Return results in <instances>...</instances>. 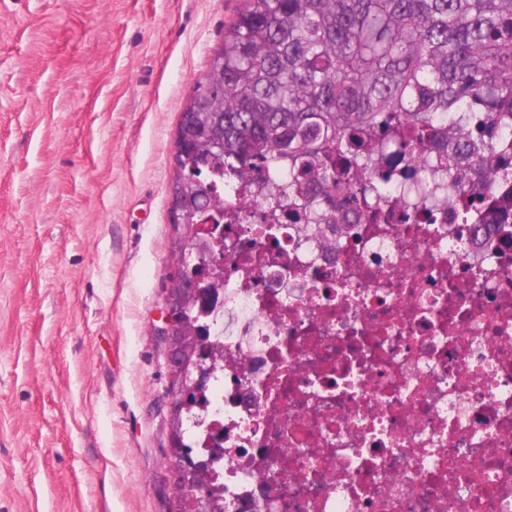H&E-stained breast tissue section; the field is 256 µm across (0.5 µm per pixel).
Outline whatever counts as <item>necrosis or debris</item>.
Instances as JSON below:
<instances>
[{"label": "necrosis or debris", "instance_id": "4bbe7bcc", "mask_svg": "<svg viewBox=\"0 0 512 512\" xmlns=\"http://www.w3.org/2000/svg\"><path fill=\"white\" fill-rule=\"evenodd\" d=\"M372 168L387 224L320 246L260 179L196 306L224 360L187 417L189 459L224 512H512V177L466 188Z\"/></svg>", "mask_w": 512, "mask_h": 512}]
</instances>
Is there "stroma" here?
Listing matches in <instances>:
<instances>
[{
  "mask_svg": "<svg viewBox=\"0 0 512 512\" xmlns=\"http://www.w3.org/2000/svg\"><path fill=\"white\" fill-rule=\"evenodd\" d=\"M243 0H0V512H168L169 183Z\"/></svg>",
  "mask_w": 512,
  "mask_h": 512,
  "instance_id": "35a3bbf8",
  "label": "stroma"
}]
</instances>
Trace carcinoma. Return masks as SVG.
Returning <instances> with one entry per match:
<instances>
[{"label": "carcinoma", "mask_w": 512, "mask_h": 512, "mask_svg": "<svg viewBox=\"0 0 512 512\" xmlns=\"http://www.w3.org/2000/svg\"><path fill=\"white\" fill-rule=\"evenodd\" d=\"M477 116V129H464ZM452 118L445 142L437 120ZM512 0H244L224 26L213 76L197 81L178 123L184 150L171 180L182 235L206 223L202 205L222 201L258 172L275 175L265 208L288 204L311 224L364 212L390 219L386 187L371 171L383 144L424 169L432 147H448V188L479 183L487 164L512 171ZM202 277L196 257L172 254ZM195 303L186 330L208 336ZM168 460H186L183 416Z\"/></svg>", "instance_id": "obj_1"}]
</instances>
